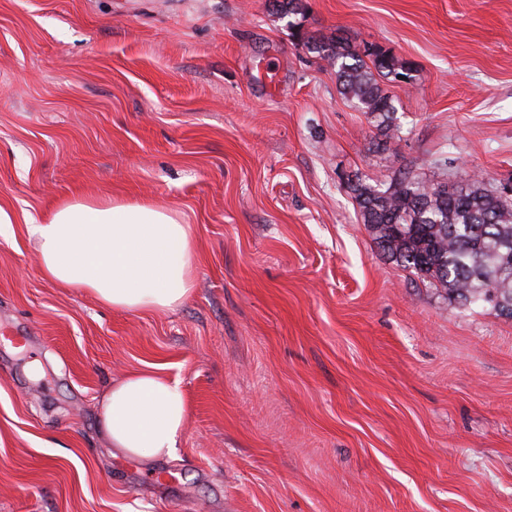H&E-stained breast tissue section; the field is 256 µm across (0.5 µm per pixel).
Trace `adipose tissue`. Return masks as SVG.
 Segmentation results:
<instances>
[{"mask_svg":"<svg viewBox=\"0 0 512 512\" xmlns=\"http://www.w3.org/2000/svg\"><path fill=\"white\" fill-rule=\"evenodd\" d=\"M51 282L120 312H163L193 291L197 255L189 225L153 203L70 200L26 224ZM189 405L161 367L136 371L106 390L99 427L112 448L133 458L172 455Z\"/></svg>","mask_w":512,"mask_h":512,"instance_id":"ef3b65f1","label":"adipose tissue"}]
</instances>
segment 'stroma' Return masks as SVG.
<instances>
[{
    "instance_id": "35a3bbf8",
    "label": "stroma",
    "mask_w": 512,
    "mask_h": 512,
    "mask_svg": "<svg viewBox=\"0 0 512 512\" xmlns=\"http://www.w3.org/2000/svg\"><path fill=\"white\" fill-rule=\"evenodd\" d=\"M303 4L410 63L386 151L268 0H0V512H512V319L389 260L342 181H512V0ZM77 195L178 211L190 298L46 279L25 221ZM151 364L190 420L129 458L99 402Z\"/></svg>"
}]
</instances>
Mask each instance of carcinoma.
<instances>
[{
  "label": "carcinoma",
  "instance_id": "1",
  "mask_svg": "<svg viewBox=\"0 0 512 512\" xmlns=\"http://www.w3.org/2000/svg\"><path fill=\"white\" fill-rule=\"evenodd\" d=\"M303 45L336 67L340 94L374 117L385 139L399 137L396 107L378 77L396 78L403 65L368 49L369 66L341 39L307 35ZM348 189L362 222L397 265L464 308L493 294L492 310L512 319V196L487 189L477 178L465 185L435 184L405 171L376 185L358 177Z\"/></svg>",
  "mask_w": 512,
  "mask_h": 512
}]
</instances>
